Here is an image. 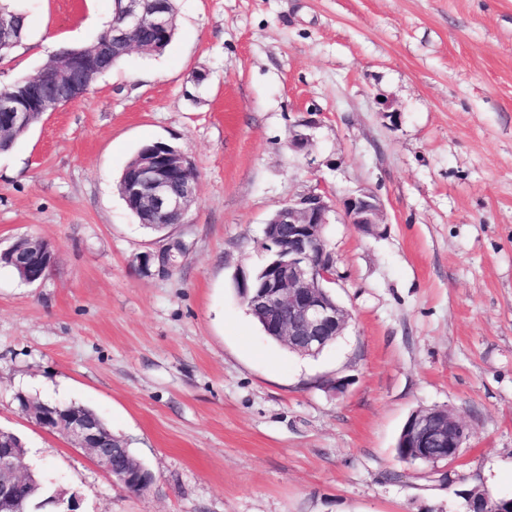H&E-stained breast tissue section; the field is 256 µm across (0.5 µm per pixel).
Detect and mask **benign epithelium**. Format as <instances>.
Listing matches in <instances>:
<instances>
[{"label":"benign epithelium","instance_id":"7a95c632","mask_svg":"<svg viewBox=\"0 0 512 512\" xmlns=\"http://www.w3.org/2000/svg\"><path fill=\"white\" fill-rule=\"evenodd\" d=\"M120 21L109 35L92 45L56 54L36 75L19 79L12 90L0 95V133L26 131L33 116L55 112L67 102L86 94L112 53L138 49L162 50L175 28L168 0H117ZM152 31L157 43L139 38ZM133 177L122 175L123 199L138 213L157 224L172 217L184 224L195 202L198 179L188 154L158 142L144 148L129 166ZM342 213L349 224L366 232L382 223V204L370 193L351 194L337 201L311 189L288 199L266 222L265 241L278 246L274 258L258 279L237 283L243 301L259 311L270 332L302 355L317 353L344 334L349 313L336 300V257L329 246L328 226ZM3 261L21 272L28 283L45 279L55 254L48 242L25 237L0 252ZM26 412L43 428L68 436L98 466L122 484L140 480V463L126 458L122 469L114 466L116 449L98 424L75 411H62L46 403L26 402ZM470 438V430L446 408L419 409L405 422L402 435L404 462H454ZM24 449L0 448V512H9L17 488L29 481L22 463ZM466 512H512V498H495L473 490L465 494ZM53 512H75L73 498L56 490L49 501Z\"/></svg>","mask_w":512,"mask_h":512}]
</instances>
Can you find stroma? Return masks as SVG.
I'll list each match as a JSON object with an SVG mask.
<instances>
[{
    "label": "stroma",
    "instance_id": "1",
    "mask_svg": "<svg viewBox=\"0 0 512 512\" xmlns=\"http://www.w3.org/2000/svg\"><path fill=\"white\" fill-rule=\"evenodd\" d=\"M0 83L87 45L112 0H15ZM160 55L132 51L0 152V249L46 240L40 283L0 265V429L77 512H464L512 497V0H176ZM309 138L291 148L292 132ZM149 141L198 174L182 253L146 263L118 191ZM383 206L336 222L349 327L315 358L271 341L237 294L268 218L310 188ZM345 384L332 389L333 381ZM87 406L155 482L135 494L20 398ZM445 407L458 459L397 456L411 412ZM466 512H511L512 498H495L478 490L465 493Z\"/></svg>",
    "mask_w": 512,
    "mask_h": 512
}]
</instances>
